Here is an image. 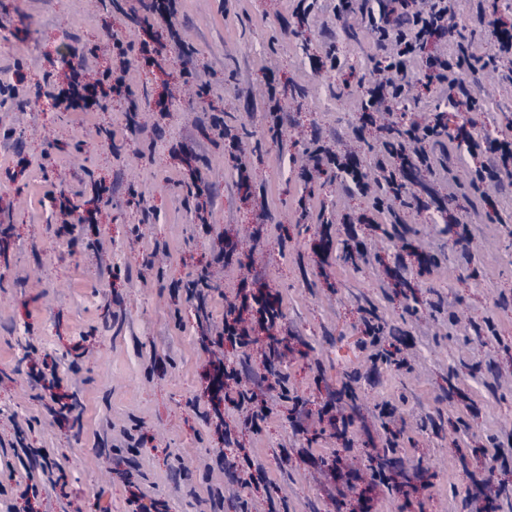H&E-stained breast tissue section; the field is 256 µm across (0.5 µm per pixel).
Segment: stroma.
Returning <instances> with one entry per match:
<instances>
[{"mask_svg":"<svg viewBox=\"0 0 512 512\" xmlns=\"http://www.w3.org/2000/svg\"><path fill=\"white\" fill-rule=\"evenodd\" d=\"M300 0H179L175 48L165 25L144 33L128 15L139 0H0V512H129L141 498L151 512H209L213 490L223 512L248 501L262 512H474L469 472L496 459L512 487V186L459 197L450 205L473 237L453 245L436 211L400 209L393 234L371 197L343 176L303 178L313 139L356 155L372 172L380 147L357 107L377 57L355 16L337 23L336 0H316L299 20ZM130 43L129 77L142 129L127 132L125 98L104 112H67L46 98V77L62 79L71 51L96 71L111 65L113 39ZM335 40L339 64L312 60ZM161 48L163 68L140 60ZM192 67L197 81H183ZM283 100L282 127L270 131L268 81ZM478 127L512 137V84L486 68L474 86ZM249 148V185L240 187L235 151L214 132L212 115ZM110 129L104 138L102 129ZM265 194L269 221L258 225L253 195ZM98 211L95 233H60V197ZM155 215L140 223L139 197ZM347 214L377 249L376 266L343 259ZM236 251L203 302L184 281L224 243ZM438 264L420 274L418 253ZM260 282L282 299L288 386L311 410L303 430L291 404L262 426H238L225 447L203 420L211 406L201 338L221 323L240 282ZM376 309L387 343H408L396 367L361 351V317ZM57 364L60 389L76 393L82 428L47 416L27 375L31 352ZM357 374L350 405L349 464L372 466L378 405L407 426L393 471L423 469L425 482L377 487L336 502L330 470L342 442L318 410ZM505 453L494 456V444ZM57 462L46 473L34 451ZM259 460L262 470L249 469Z\"/></svg>","mask_w":512,"mask_h":512,"instance_id":"obj_1","label":"stroma"}]
</instances>
